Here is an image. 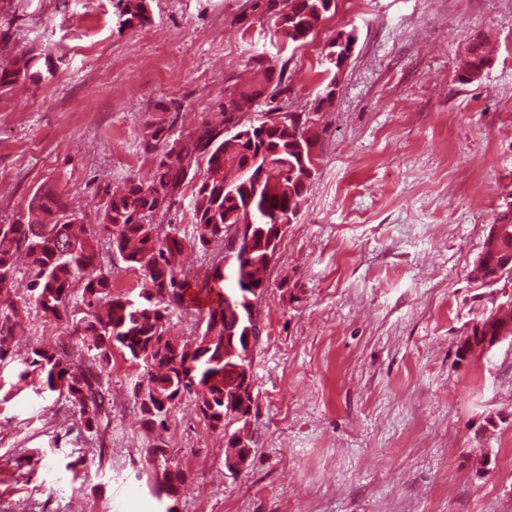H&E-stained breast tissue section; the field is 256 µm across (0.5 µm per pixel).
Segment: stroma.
I'll return each instance as SVG.
<instances>
[{"instance_id": "obj_1", "label": "stroma", "mask_w": 512, "mask_h": 512, "mask_svg": "<svg viewBox=\"0 0 512 512\" xmlns=\"http://www.w3.org/2000/svg\"><path fill=\"white\" fill-rule=\"evenodd\" d=\"M250 0H0V57L44 75L0 94V224L52 186L95 223L150 180V124L189 131L252 56L283 73L269 105L313 107L338 33L357 40L320 113L321 161L258 307L253 442L238 476L184 399L168 423L185 470L176 512H512V340L467 361L469 278L512 207V0H337L283 46ZM86 32L95 49L73 50ZM491 62L461 77L472 42ZM29 308L19 353L65 338ZM0 364V512H165L117 357L112 426L80 432L63 399ZM487 473H479L480 462Z\"/></svg>"}]
</instances>
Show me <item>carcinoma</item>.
<instances>
[{
    "instance_id": "cac0c4a2",
    "label": "carcinoma",
    "mask_w": 512,
    "mask_h": 512,
    "mask_svg": "<svg viewBox=\"0 0 512 512\" xmlns=\"http://www.w3.org/2000/svg\"><path fill=\"white\" fill-rule=\"evenodd\" d=\"M127 21H149L145 0H123ZM274 19L276 32L286 46L299 48L327 16L336 0H255ZM489 57L483 41L472 44L465 62L469 81L482 73ZM256 79L234 88L216 103L221 121L203 116L187 134L173 124L148 127L156 172L143 184L134 179L106 203L102 222L85 224L68 207L62 194L50 186L38 190L21 217L0 224V363L14 360L16 337L23 333L24 314L34 304L43 318L63 322L70 339L92 352L86 364L55 348L33 347L21 360L19 378H39L42 392L65 399L76 423L93 436H102L112 425L110 379L115 352L141 369L134 399L144 423L153 433L146 464L161 470L153 487L157 498L175 496L186 474L168 455L162 434L178 404L193 398L199 418L213 432L224 435L226 448L245 430L228 413L233 395L252 376L253 354L233 352L224 336L241 341L247 326L248 295L268 287L266 273L276 249L269 248L276 225L299 219L319 161V134L310 113L288 128L262 129L261 121L246 118L268 89L280 86L283 73L265 65L261 56L251 58ZM41 78L33 58L24 54L0 60V90L19 81ZM253 127V137L225 149L224 128ZM193 184L192 244L202 251L224 243L231 227L250 218L253 225L248 251L227 252L213 264L203 288L213 301L199 316L196 335L177 341L168 336L166 323L185 306L186 282L177 269L183 241L170 225L153 217L168 210L186 184ZM504 230L493 250L512 253V214H503ZM106 245L138 272L142 282L137 295L112 293L111 271L100 262ZM25 255L30 273L28 294L13 289L18 255ZM492 256L472 273L490 280L512 281V265ZM512 336V311L495 312L484 334ZM484 338L468 335L459 341L456 355L480 348Z\"/></svg>"
}]
</instances>
